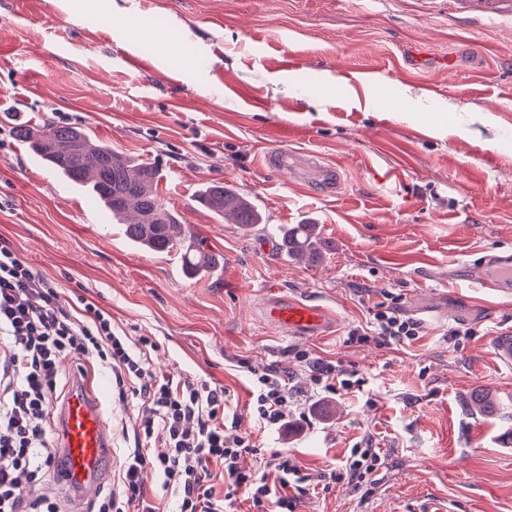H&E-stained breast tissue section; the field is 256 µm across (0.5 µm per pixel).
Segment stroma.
<instances>
[{"mask_svg": "<svg viewBox=\"0 0 512 512\" xmlns=\"http://www.w3.org/2000/svg\"><path fill=\"white\" fill-rule=\"evenodd\" d=\"M83 128L155 163L162 203L194 246L223 260L188 279L175 255L129 246L91 196L39 163L16 125ZM299 151L297 176L268 150ZM338 168L330 189L319 165ZM221 180L266 223L246 231L196 205ZM314 224L326 248L286 260L275 229ZM0 239L94 302L117 334L148 336L156 373L226 391V412L263 453L309 474L294 512H402L423 493L454 512H512V430L467 408L512 398V294L480 285L478 260L512 250V11L467 18L461 0H0ZM331 307L327 336H288L267 295ZM392 299L415 340L352 343ZM465 332L459 344L448 332ZM341 364L359 386L317 393L298 353ZM293 376L291 431L258 427L252 373ZM113 491L141 404L106 396ZM384 462L355 486L328 481L354 446ZM472 411L482 416H491L500 413L499 401L489 388L475 390L469 400Z\"/></svg>", "mask_w": 512, "mask_h": 512, "instance_id": "stroma-1", "label": "stroma"}]
</instances>
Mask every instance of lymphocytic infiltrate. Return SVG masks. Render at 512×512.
Returning <instances> with one entry per match:
<instances>
[{"label":"lymphocytic infiltrate","instance_id":"obj_1","mask_svg":"<svg viewBox=\"0 0 512 512\" xmlns=\"http://www.w3.org/2000/svg\"><path fill=\"white\" fill-rule=\"evenodd\" d=\"M417 321L399 308L378 303L372 322L351 330L358 343L386 347L415 339ZM150 337L130 345L112 328V316L93 302L72 314L58 285L0 242V512H59L38 491L41 477L59 465L58 433L52 409L68 359L86 357L108 370L118 394L135 389L143 410L135 445L119 474L120 491L103 496L90 512H159L140 480L153 468L163 488L179 498V512H224V501L203 487L210 462L224 465L228 494L245 492L257 512H288L305 491L308 474L284 452L271 454L264 475L243 471L239 460L257 454L251 434L224 421L223 389L190 380L173 382L150 366ZM311 382L328 393L353 388V374L341 365L306 358ZM252 414L261 428L283 427L292 389L286 378L265 370L255 375ZM160 437L162 451L148 449ZM28 484H20L19 474Z\"/></svg>","mask_w":512,"mask_h":512}]
</instances>
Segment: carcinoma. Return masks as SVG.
I'll return each mask as SVG.
<instances>
[{
	"mask_svg": "<svg viewBox=\"0 0 512 512\" xmlns=\"http://www.w3.org/2000/svg\"><path fill=\"white\" fill-rule=\"evenodd\" d=\"M16 136L58 176L89 189L93 199L121 224L128 241L149 252L177 254L188 276L204 275L212 269L209 256L186 243L184 216L161 203L157 167L126 157L74 126L53 122L37 128L19 125ZM195 201L214 217L229 215L243 228L264 223L259 207L224 182L203 186ZM315 232L313 224H292L282 232L279 248L289 257L309 261L315 255ZM469 405L483 416L500 411L497 397L488 388L474 391Z\"/></svg>",
	"mask_w": 512,
	"mask_h": 512,
	"instance_id": "cac0c4a2",
	"label": "carcinoma"
}]
</instances>
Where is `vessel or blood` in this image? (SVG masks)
I'll list each match as a JSON object with an SVG mask.
<instances>
[{
    "mask_svg": "<svg viewBox=\"0 0 512 512\" xmlns=\"http://www.w3.org/2000/svg\"><path fill=\"white\" fill-rule=\"evenodd\" d=\"M512 7V0H463L464 12L490 18ZM483 287L512 290V253L486 255L482 266ZM263 313L269 325L291 336H322L332 328L334 314L321 305L296 299H265ZM105 398L99 388L74 379L57 408L55 426L63 459L60 482L83 503H91L103 485L112 460V433L105 420ZM404 512H452L446 498L433 493L420 496Z\"/></svg>",
    "mask_w": 512,
    "mask_h": 512,
    "instance_id": "1",
    "label": "vessel or blood"
}]
</instances>
